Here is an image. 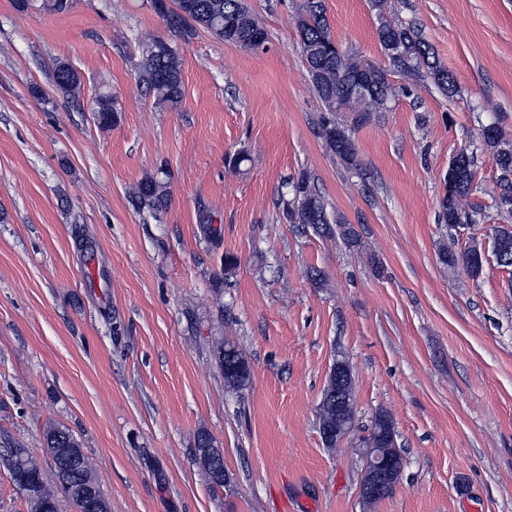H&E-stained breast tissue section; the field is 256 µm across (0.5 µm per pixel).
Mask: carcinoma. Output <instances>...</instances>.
Returning <instances> with one entry per match:
<instances>
[{"label": "carcinoma", "instance_id": "cac0c4a2", "mask_svg": "<svg viewBox=\"0 0 512 512\" xmlns=\"http://www.w3.org/2000/svg\"><path fill=\"white\" fill-rule=\"evenodd\" d=\"M152 0L153 8L166 21L168 29L182 37L192 35V24L206 29L220 40L246 47L254 46L251 39L258 35L265 42L267 33L262 24L252 17L244 0ZM303 60L309 81L326 111L338 112L352 103L361 105L354 116V123L365 122L370 114L385 108L393 96L392 87L383 71H373L364 77L366 93L360 97L351 92L350 77L336 65L339 49L333 39L326 17L323 0H307L305 13L298 20ZM378 38L385 54L397 68L431 80L446 96L453 98L460 94L455 78L435 58L433 49L422 30L414 26H395L383 23L378 28ZM139 81L153 93L159 105H176L182 98L180 57L177 49L161 38H154L146 44L140 65ZM56 90L67 98H74L81 92V79L73 67L59 61L55 64ZM94 120L101 128L112 126L117 120V109L110 94L96 98L92 108ZM322 136L328 147L345 163L357 165L356 152L348 129L336 122H327ZM482 146L490 150L500 171L497 207L512 213V149L503 148V136L493 123L480 129ZM454 166L448 168L445 178L446 191L441 200V220L452 227L462 223L466 213L462 212L461 199L472 190L477 176L476 154L466 150L453 157ZM293 198L287 204L286 219L291 224L312 227L316 232L331 235L334 229L327 214L322 196L307 175L302 174L291 183ZM132 206L148 210L155 215L163 212L170 200L169 183L156 175H147L129 192ZM493 254L501 266L512 267V261L505 263L501 257L512 258V230L506 226L497 229ZM462 262L468 274L476 279L482 273L477 267L471 251L460 257L444 255L443 262L453 266ZM219 365L224 371V380L231 388H242L249 382L247 375L227 372L228 364L236 361L246 365L240 350L230 342L217 348ZM320 433L337 431L336 436L323 438L330 450L344 436L343 430L354 419L353 383L346 378L324 389L318 406ZM375 447L388 458L400 456L394 438L392 420L385 414L375 416L372 429ZM212 438L206 433L197 435L194 459L207 475L212 478L224 470V459L218 457L211 446ZM43 448L53 461L56 483L45 481L39 463L28 450L16 446L8 450L21 453L20 467L35 483L34 494L26 496L30 512H59L58 494L62 493L73 504L84 502V491H95L96 512H111L108 499L102 493L79 441L67 429L49 424L43 429Z\"/></svg>", "mask_w": 512, "mask_h": 512}]
</instances>
